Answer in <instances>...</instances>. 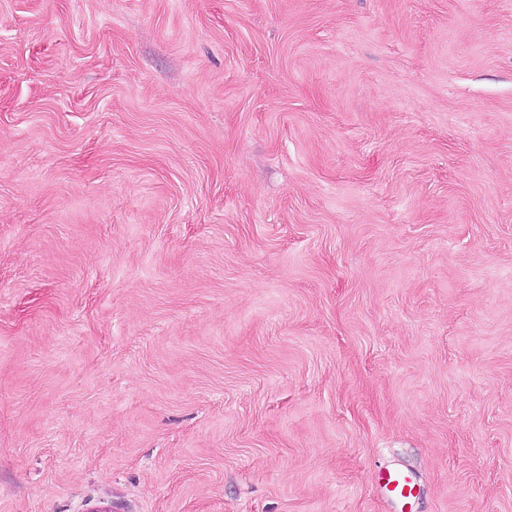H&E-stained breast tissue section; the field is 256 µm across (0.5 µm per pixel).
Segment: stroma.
Instances as JSON below:
<instances>
[{
  "mask_svg": "<svg viewBox=\"0 0 512 512\" xmlns=\"http://www.w3.org/2000/svg\"><path fill=\"white\" fill-rule=\"evenodd\" d=\"M99 505L512 512V0H0V512ZM378 486L386 498L405 504L414 496L416 482L409 472L388 469L380 471Z\"/></svg>",
  "mask_w": 512,
  "mask_h": 512,
  "instance_id": "stroma-1",
  "label": "stroma"
}]
</instances>
